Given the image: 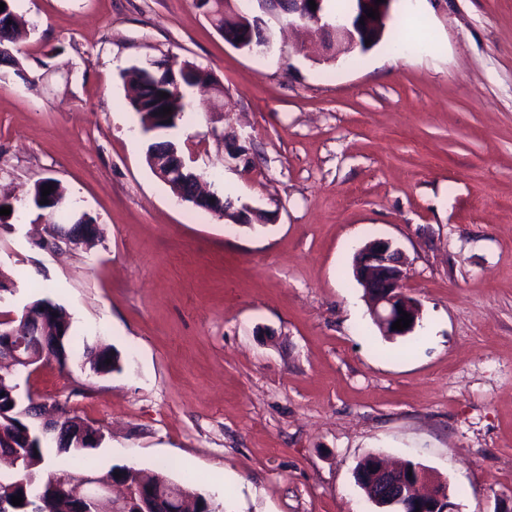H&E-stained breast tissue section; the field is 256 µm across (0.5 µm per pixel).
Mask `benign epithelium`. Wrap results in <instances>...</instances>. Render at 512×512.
Returning <instances> with one entry per match:
<instances>
[{"label": "benign epithelium", "mask_w": 512, "mask_h": 512, "mask_svg": "<svg viewBox=\"0 0 512 512\" xmlns=\"http://www.w3.org/2000/svg\"><path fill=\"white\" fill-rule=\"evenodd\" d=\"M294 9L288 11L287 22L290 27H297L309 22L316 32L323 34L327 43L333 45L338 52H348L365 44L368 39L381 33V23L391 7L393 0H383L375 4V0H355L357 9L351 17H340L330 14L325 8V0H315L316 9H310L309 0H293ZM372 8L379 13V18L362 19L367 9ZM224 19L233 23L239 30L242 40H234L231 45L252 55L266 56L274 52L273 41L264 33L259 17L243 12L224 11ZM156 173L167 183L175 179H190L197 183V196L214 209L224 213L236 224L248 222L247 207L234 209L216 192L206 189V184L200 174L179 161L174 171L155 168ZM90 223L89 217L82 213L72 212L70 223L55 225L57 246L52 251L62 247L78 246L91 238L89 234L76 235L71 233L70 226ZM354 275L364 288L369 300L372 317L384 336L392 338L408 336L414 332L420 318V306L406 292L407 272L405 261L400 249L386 239H376L361 247L355 254ZM410 314L412 322L404 330H394L392 325L401 318L398 308ZM48 311L33 304L25 306L20 324L12 326V321L0 320V386L6 384V375L16 376L20 373L32 375L43 363L55 361V356L48 351L43 337L33 331L34 324L44 319ZM74 431L78 443L97 446L102 441L103 430L84 420L75 422ZM376 475L381 477L382 490L379 494L369 497L374 504L388 501L408 512L414 507L419 512H456V505L451 503L449 490L441 485V481H430L427 470L419 468L415 474L408 475L409 468L405 464L390 466L377 459L374 465ZM432 487L423 493L420 488L427 482ZM124 487L120 498L112 497L116 484ZM71 500L79 503H97L106 500L112 503L116 512H129V505L137 498H143V485L128 480L116 481L96 475H87L79 479L67 474L56 482ZM155 509L148 507L142 512H175L171 500L160 488H155L152 494Z\"/></svg>", "instance_id": "obj_1"}]
</instances>
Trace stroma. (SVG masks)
I'll return each instance as SVG.
<instances>
[{
	"label": "stroma",
	"mask_w": 512,
	"mask_h": 512,
	"mask_svg": "<svg viewBox=\"0 0 512 512\" xmlns=\"http://www.w3.org/2000/svg\"><path fill=\"white\" fill-rule=\"evenodd\" d=\"M17 6L0 314H70L67 368L19 392L102 427L89 470L161 468L220 512H377L355 482L375 454L447 481L458 512H512V0H395L376 46L335 59L259 0L230 6L261 19L264 57L194 0ZM167 59L216 84L164 139L267 222L183 203L150 168L125 73ZM47 177L96 221L93 248L40 247L28 194ZM380 238L421 304L406 337L382 336L353 275ZM88 345L120 370L93 373Z\"/></svg>",
	"instance_id": "35a3bbf8"
}]
</instances>
